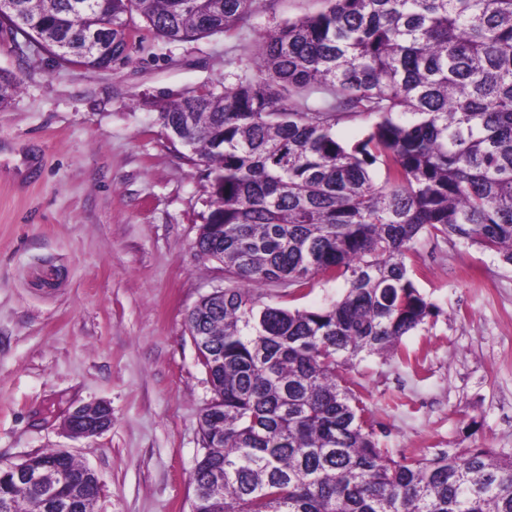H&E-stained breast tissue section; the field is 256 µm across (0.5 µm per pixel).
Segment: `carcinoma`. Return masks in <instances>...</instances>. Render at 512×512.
Instances as JSON below:
<instances>
[{"label":"carcinoma","instance_id":"obj_1","mask_svg":"<svg viewBox=\"0 0 512 512\" xmlns=\"http://www.w3.org/2000/svg\"><path fill=\"white\" fill-rule=\"evenodd\" d=\"M13 2L0 27L92 71L126 58L135 16L182 42L257 12V0ZM326 3L268 28L252 76L159 112L168 132L184 124L171 140L209 182L196 251L233 282L188 315L214 387L191 512H512V458L394 457L345 378L363 354L403 355L402 338L439 312L413 279L422 238L453 234L512 266V0ZM19 85L0 73V109ZM355 120L361 137L340 139ZM318 274L343 279V297L302 310L254 297ZM60 466L50 499L0 468V512H71L73 495L94 512V472Z\"/></svg>","mask_w":512,"mask_h":512}]
</instances>
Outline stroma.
<instances>
[{"label":"stroma","mask_w":512,"mask_h":512,"mask_svg":"<svg viewBox=\"0 0 512 512\" xmlns=\"http://www.w3.org/2000/svg\"><path fill=\"white\" fill-rule=\"evenodd\" d=\"M324 6L277 0L232 34L190 42L138 18L128 60L106 72L0 29V71L21 81L0 110V467L65 449L99 478L95 512H190L212 392L186 317L229 282L193 247L208 185L160 107L223 92L250 75L262 30ZM412 263L439 315L403 338L407 358L366 357L348 380L392 454L512 456V267L454 236L422 239ZM345 288L321 274L257 294L294 310ZM99 401L111 429L70 437L69 409Z\"/></svg>","instance_id":"35a3bbf8"}]
</instances>
